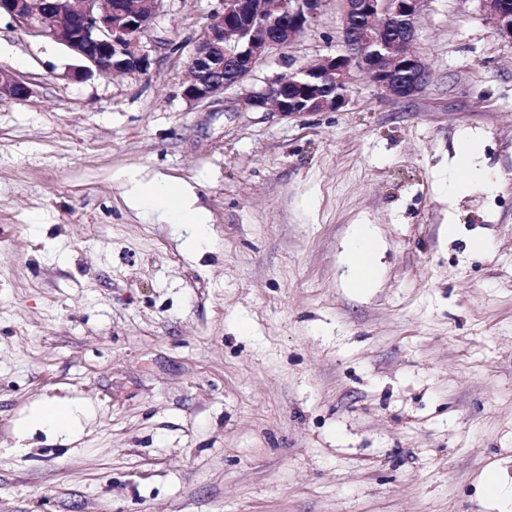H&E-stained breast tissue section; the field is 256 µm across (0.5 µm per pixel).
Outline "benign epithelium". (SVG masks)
Instances as JSON below:
<instances>
[{"instance_id": "1", "label": "benign epithelium", "mask_w": 512, "mask_h": 512, "mask_svg": "<svg viewBox=\"0 0 512 512\" xmlns=\"http://www.w3.org/2000/svg\"><path fill=\"white\" fill-rule=\"evenodd\" d=\"M161 0H0V14L26 33L65 45L87 70L146 74L152 65L142 42ZM221 9L193 42L182 83L192 103L240 87L268 55L292 45L323 0H220ZM345 51L275 78L241 98L250 109L287 119L337 112L349 102L357 71L368 73L383 96L409 101L428 85L429 68L415 48L423 0H339ZM501 38L512 43V12L501 0H481ZM31 88L0 68V99L26 101Z\"/></svg>"}]
</instances>
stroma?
<instances>
[{
  "mask_svg": "<svg viewBox=\"0 0 512 512\" xmlns=\"http://www.w3.org/2000/svg\"><path fill=\"white\" fill-rule=\"evenodd\" d=\"M218 7L161 0L140 76H83L0 16L33 91L0 99V512H512V43L480 0H425L421 96L361 73L286 119L183 98ZM340 14L323 0L251 86L341 50ZM139 173L193 188L198 251L127 204ZM43 399L91 412L18 450ZM374 246L375 240L367 228H363L359 234L350 241L348 245L347 254L351 263H353L358 268H361V284L365 283L372 273V267L367 262V259L371 254Z\"/></svg>",
  "mask_w": 512,
  "mask_h": 512,
  "instance_id": "35a3bbf8",
  "label": "stroma"
}]
</instances>
